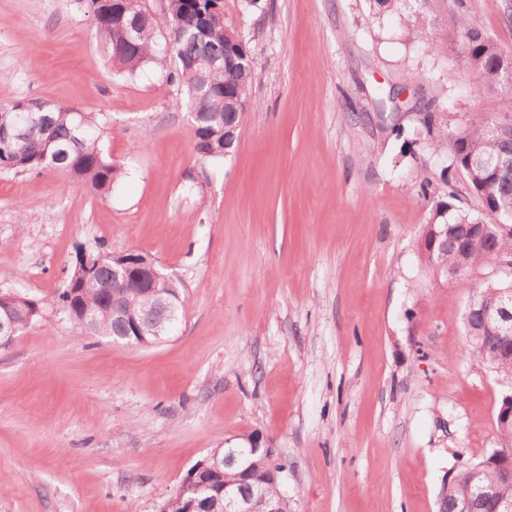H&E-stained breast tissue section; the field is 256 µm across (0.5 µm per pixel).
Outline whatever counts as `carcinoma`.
Wrapping results in <instances>:
<instances>
[{"mask_svg":"<svg viewBox=\"0 0 512 512\" xmlns=\"http://www.w3.org/2000/svg\"><path fill=\"white\" fill-rule=\"evenodd\" d=\"M368 8L376 19L397 16L415 42L422 41L429 32L430 13L446 12L453 18L445 32L446 40L460 44L468 68L481 78L472 95L471 112L450 133L447 122L437 120L430 112L433 103H428L426 135L414 134L405 146L421 145L435 155L448 156V168L460 171L472 188H478L488 171L471 169L469 163L475 159L495 160L512 151V141L494 132L497 124L512 123V110L503 109V103L512 99V83L495 77L499 71L512 70V52L470 23L469 0H368ZM214 11L224 13V0H177L164 10L152 9L147 0H136L135 8L125 17L137 25L133 46L126 40L124 27L112 18V5L92 17L103 52L117 73L135 77L147 66L165 70V81L178 87L189 111L194 113L189 128L193 152L202 162L217 163L234 152L239 130L247 120V109H237L224 98H248L254 60L242 37H236L237 44L226 45L225 32H236L234 27L216 22L204 33L196 31L202 16ZM229 48L245 57L243 67L187 72V67L198 59L220 56ZM23 105L17 101L0 108V169L26 174L58 171L81 182L98 197H109L119 180V167L105 151L104 123L90 112L66 106L46 103L41 112H24ZM494 183L496 197L482 205L480 212L471 214L453 204L454 185L444 180L447 200L437 205L432 221L424 225L423 235H431L433 227L441 224H489L494 234L477 252L450 245L448 251L436 253L426 261L431 274L441 277L464 267H498L512 260V168H502ZM87 260L93 263L90 270L85 266ZM139 293L137 288L127 292L129 321L144 327L165 320L175 324L176 319L162 305L143 311L147 299ZM169 293L177 313H182L188 301L182 282L175 280ZM57 305L91 335L108 339L127 335L126 326L112 318V253L103 248L79 251L64 287L59 289ZM0 315L10 316L20 333L41 317V311L35 303L1 300ZM470 351L499 377H512V360L496 343L475 342L470 344ZM191 476L209 484L214 496L223 488L224 479H235L232 472L224 476L194 468L186 474ZM483 481L512 497V480L504 478L497 468L484 467Z\"/></svg>","mask_w":512,"mask_h":512,"instance_id":"carcinoma-1","label":"carcinoma"}]
</instances>
